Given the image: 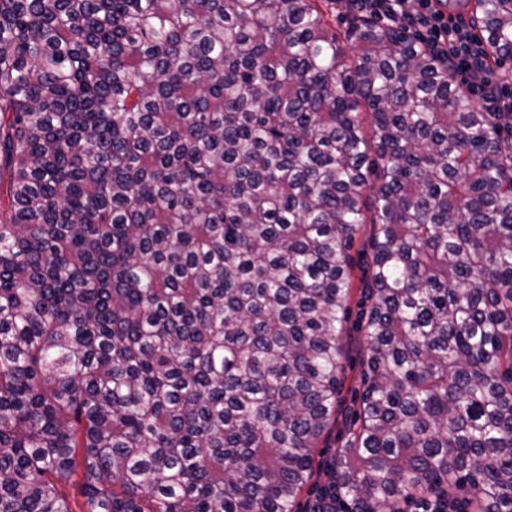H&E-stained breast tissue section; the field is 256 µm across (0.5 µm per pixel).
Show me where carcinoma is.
Returning a JSON list of instances; mask_svg holds the SVG:
<instances>
[{
    "label": "carcinoma",
    "mask_w": 512,
    "mask_h": 512,
    "mask_svg": "<svg viewBox=\"0 0 512 512\" xmlns=\"http://www.w3.org/2000/svg\"><path fill=\"white\" fill-rule=\"evenodd\" d=\"M512 59V0H472ZM316 0H0V512H512V114ZM381 161L367 180L370 153ZM372 212L365 211L366 226L363 233L357 238L354 248L351 250L353 257L352 287L348 300L350 309V318L344 324V333L342 343L345 347V356L342 360L344 370L339 374V411L336 417V429L331 434L328 441V450L325 456L327 462L321 465L313 479V483L319 485H328L330 474L323 469L330 462L331 456L336 452V448H341L342 444L353 430L357 423L356 410L360 404V394L362 393V372L364 369V359L366 354L365 337L357 330V315L359 312L358 304L362 296V277L363 269L368 265L371 258V249L369 240L371 236L370 219Z\"/></svg>",
    "instance_id": "carcinoma-1"
}]
</instances>
